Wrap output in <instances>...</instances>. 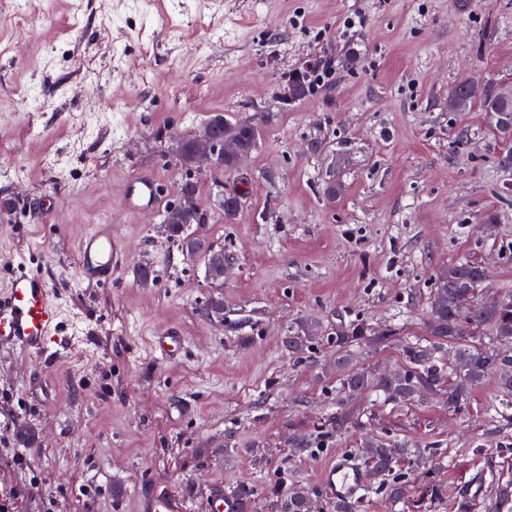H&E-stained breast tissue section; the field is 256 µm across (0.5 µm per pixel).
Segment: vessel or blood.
<instances>
[{
    "label": "vessel or blood",
    "mask_w": 512,
    "mask_h": 512,
    "mask_svg": "<svg viewBox=\"0 0 512 512\" xmlns=\"http://www.w3.org/2000/svg\"><path fill=\"white\" fill-rule=\"evenodd\" d=\"M161 200V184L151 172L138 171L128 178L124 189L128 210L155 209ZM121 266L122 252L111 225H97L80 238L77 269L81 280L111 284ZM60 326V309L42 279L21 270L0 289V343H7L16 353L47 357ZM368 479L367 469L353 457L344 456L323 470L320 484L330 497L347 500L364 488ZM136 512H183V505L177 498L151 491L138 497ZM207 512H240L239 499L223 489H214Z\"/></svg>",
    "instance_id": "1"
}]
</instances>
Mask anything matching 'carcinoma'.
Masks as SVG:
<instances>
[{
    "mask_svg": "<svg viewBox=\"0 0 512 512\" xmlns=\"http://www.w3.org/2000/svg\"><path fill=\"white\" fill-rule=\"evenodd\" d=\"M480 102L490 126L505 142L512 140V85L502 84L494 89H480L473 84H460L448 95V108L467 111L474 102ZM240 148L246 152L255 149L260 137L257 124L244 120L231 125ZM482 269L468 261L448 267L435 279L431 295L432 339H417L402 345L406 367L398 372L374 374L353 364L354 348L370 342L394 341L392 332L370 335L363 324H351L336 333V377L339 391L348 394L374 392L387 400H410L438 391L445 370H450L454 381L448 384V403L458 404L469 391L479 385L493 369L502 371L499 388L512 393V357L498 353L491 346L468 343L466 337L483 334L494 342H512V298L492 306L476 295ZM453 349V362L447 367L438 364L436 353L443 345ZM406 448H391L384 441L371 443L365 460L378 472L394 467ZM311 491L303 486H292L281 497L280 512H310Z\"/></svg>",
    "mask_w": 512,
    "mask_h": 512,
    "instance_id": "obj_1",
    "label": "carcinoma"
}]
</instances>
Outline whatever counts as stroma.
Wrapping results in <instances>:
<instances>
[{
	"instance_id": "35a3bbf8",
	"label": "stroma",
	"mask_w": 512,
	"mask_h": 512,
	"mask_svg": "<svg viewBox=\"0 0 512 512\" xmlns=\"http://www.w3.org/2000/svg\"><path fill=\"white\" fill-rule=\"evenodd\" d=\"M323 53L339 59L333 83L283 101L291 72ZM466 79L512 84V0H0V201L13 204L0 287L26 267L62 310L52 358L0 347L7 512H133L149 489L206 512L219 485L249 490L252 512H279L300 485L313 512H332L320 471L363 460L373 437L411 453L371 475L356 512H453L462 491L491 512L512 483L497 374L452 408L441 393L344 399L329 369L353 323L399 334L357 348L359 367L401 369L400 341L427 337L452 264L483 268V299L512 294V145L480 105L449 110ZM217 113L255 122L256 149L232 169L181 166L176 142ZM138 170L169 204L198 182L206 221L188 233L223 252V279L161 212L126 210ZM234 189L228 222L217 194ZM100 224L126 255L106 286L77 273V242ZM307 328L304 351H288ZM174 330L182 353L156 358L151 337ZM398 480L411 502L390 498ZM431 482L443 496L421 500Z\"/></svg>"
}]
</instances>
